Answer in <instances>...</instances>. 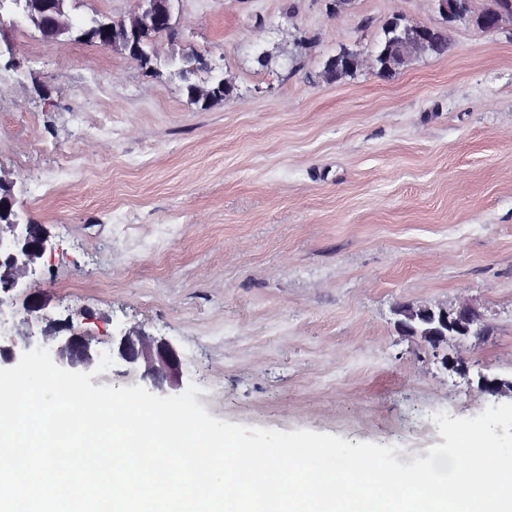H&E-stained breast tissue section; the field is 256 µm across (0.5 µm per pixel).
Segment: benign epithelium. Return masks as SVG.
<instances>
[{"instance_id":"7a95c632","label":"benign epithelium","mask_w":512,"mask_h":512,"mask_svg":"<svg viewBox=\"0 0 512 512\" xmlns=\"http://www.w3.org/2000/svg\"><path fill=\"white\" fill-rule=\"evenodd\" d=\"M70 0H0V10L8 9L9 17L0 14V26L11 28L31 27L40 33L44 42L53 44L60 38L71 36L77 25L69 10ZM174 0H134L133 9L118 20L124 29H138L142 26L154 28L155 35L169 34L174 30ZM485 30L496 31L503 24H512V11L498 6L491 0V6L482 12ZM109 23L97 15L85 20L80 36L90 41H101L104 48L132 53L129 44L119 38H107ZM433 27L411 22L394 37L389 45L387 69L393 73L402 68L412 57L428 53L430 33ZM13 182L0 176V292L11 294L21 288L29 272L41 263L47 250V236L42 225L22 221L12 205ZM44 305L35 299L26 304L27 316L20 321L17 335L24 338V349L29 351L43 346L56 351L58 358L66 361L72 369L81 367L89 370L98 364L101 353L91 340L78 333L58 337L59 330H41V338L31 331L32 316ZM397 329L405 336L412 335L410 322L417 318L429 320V327L423 332L425 342L438 348L448 333L459 346H465L470 338L485 339L492 335L493 326L472 305L471 301L459 296L448 303L437 301L423 305H402L394 310ZM112 356L134 369L142 370V376L151 380L153 388L164 391L163 383L170 388L179 386V357L176 349L167 341H155L135 328L121 336ZM478 386L490 394L512 393V378L478 374Z\"/></svg>"}]
</instances>
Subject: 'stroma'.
Segmentation results:
<instances>
[{
    "label": "stroma",
    "mask_w": 512,
    "mask_h": 512,
    "mask_svg": "<svg viewBox=\"0 0 512 512\" xmlns=\"http://www.w3.org/2000/svg\"><path fill=\"white\" fill-rule=\"evenodd\" d=\"M332 2L176 0L163 51H197L235 85L209 108L96 43L0 33V173L50 240L0 336L30 295L46 302L34 330L70 319L102 353L137 326L177 348L210 416L392 445L405 465L442 443L436 415L512 402L477 383L512 375V28L444 25L432 0ZM399 16L446 26L447 52L388 79L324 77ZM91 105L111 149L69 121ZM60 153L89 166L40 198L28 164ZM104 268L106 294L59 286ZM459 294L494 327L468 343L465 376L444 364L454 344L402 336L393 315Z\"/></svg>",
    "instance_id": "1"
}]
</instances>
